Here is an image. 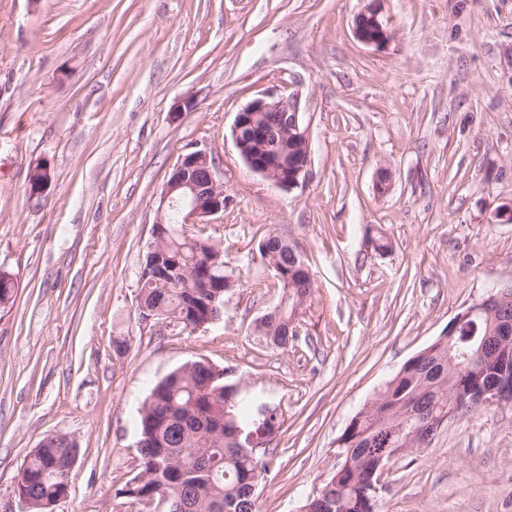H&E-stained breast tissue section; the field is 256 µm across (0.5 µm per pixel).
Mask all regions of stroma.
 Here are the masks:
<instances>
[{
  "label": "stroma",
  "instance_id": "obj_1",
  "mask_svg": "<svg viewBox=\"0 0 512 512\" xmlns=\"http://www.w3.org/2000/svg\"><path fill=\"white\" fill-rule=\"evenodd\" d=\"M363 0H0V512L49 434L75 439L49 512H151L140 471L151 387L205 360L279 408L261 512H300L338 439L463 307L512 284V0H384L391 33L359 42ZM296 93L311 163L297 187L251 172L237 112ZM192 109H181L185 97ZM210 151L224 212L194 234L224 249L219 319L142 320L138 280L160 189ZM48 185L31 192L36 166ZM391 180L379 190V175ZM312 271L287 348L257 319L281 290L268 234ZM384 234L388 249L374 239ZM380 512H512V402L472 409L394 460Z\"/></svg>",
  "mask_w": 512,
  "mask_h": 512
}]
</instances>
